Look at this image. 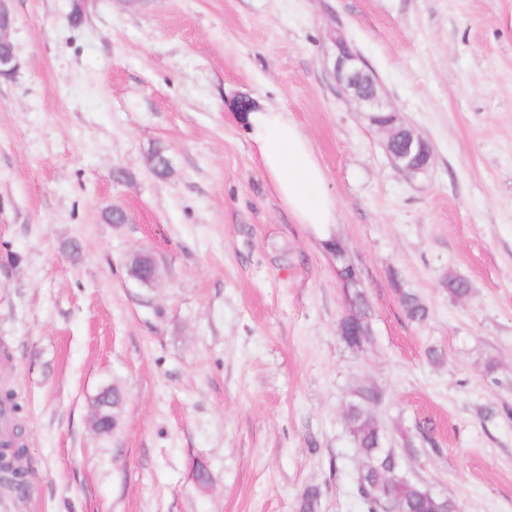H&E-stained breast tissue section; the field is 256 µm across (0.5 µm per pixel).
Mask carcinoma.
I'll return each instance as SVG.
<instances>
[{
    "label": "carcinoma",
    "instance_id": "cac0c4a2",
    "mask_svg": "<svg viewBox=\"0 0 512 512\" xmlns=\"http://www.w3.org/2000/svg\"><path fill=\"white\" fill-rule=\"evenodd\" d=\"M448 295L461 299L469 295V282L456 275L445 280ZM399 303L405 315L412 321L423 322L429 310L420 297L402 288L397 289ZM351 316L341 320L342 337L351 347H360L369 335L367 307L362 291L353 288L348 295ZM371 396L350 401L346 406L345 423L356 448L363 458L362 469L356 483L358 495L366 512H383L386 502H391L394 512H455L454 504L446 498L435 495L428 488L414 483L399 473V459L395 452L383 446L382 433L368 416L364 400ZM18 410L15 394L7 392L0 398V416L7 421L10 438L0 442V471L12 475L20 485L28 478L25 465L26 448L16 443L21 430L14 423ZM321 491L316 486L304 489L298 498L296 512H320Z\"/></svg>",
    "mask_w": 512,
    "mask_h": 512
}]
</instances>
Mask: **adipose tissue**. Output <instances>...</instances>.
<instances>
[{"instance_id": "adipose-tissue-1", "label": "adipose tissue", "mask_w": 512, "mask_h": 512, "mask_svg": "<svg viewBox=\"0 0 512 512\" xmlns=\"http://www.w3.org/2000/svg\"><path fill=\"white\" fill-rule=\"evenodd\" d=\"M245 125L281 205L295 223L317 227L322 244H330L336 201L326 189L325 169L309 139L288 113L268 107L252 108Z\"/></svg>"}]
</instances>
